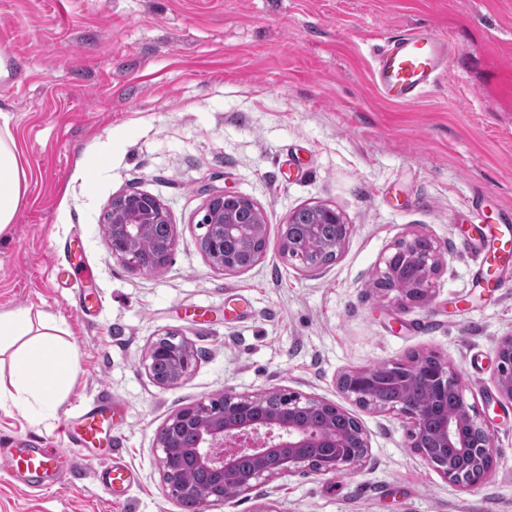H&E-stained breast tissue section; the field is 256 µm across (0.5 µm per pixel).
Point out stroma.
Returning a JSON list of instances; mask_svg holds the SVG:
<instances>
[{
	"label": "stroma",
	"instance_id": "1",
	"mask_svg": "<svg viewBox=\"0 0 512 512\" xmlns=\"http://www.w3.org/2000/svg\"><path fill=\"white\" fill-rule=\"evenodd\" d=\"M448 37L453 56L411 104L382 97L373 55L409 30ZM0 113L30 170L0 241V312L66 323L76 356L56 411L31 423L0 409V448H63L82 407L121 406L112 454L75 453L50 489L0 470V512H182L166 489L157 432L225 389L285 388L335 403L369 443L360 466L285 475L208 512H512V404L496 351L512 335V264L486 267L478 210L512 215V0H0ZM157 196L175 226L168 262L113 258L112 197ZM242 194L263 212L267 249L227 273L202 252L208 199ZM323 205L353 226L314 271L279 251L291 212ZM416 231L447 245L423 301L374 282L390 245ZM174 332L197 353L177 387L143 367ZM433 352L448 359L497 461L483 483H450L409 446L408 420L358 407L345 371ZM135 473L109 493L110 461Z\"/></svg>",
	"mask_w": 512,
	"mask_h": 512
}]
</instances>
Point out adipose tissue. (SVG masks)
I'll use <instances>...</instances> for the list:
<instances>
[{
	"mask_svg": "<svg viewBox=\"0 0 512 512\" xmlns=\"http://www.w3.org/2000/svg\"><path fill=\"white\" fill-rule=\"evenodd\" d=\"M28 165L8 126L0 127V237L7 234L25 202ZM61 320L49 315L32 318L30 312L0 313V351L11 350L13 372L9 392L0 391V407L26 409L33 420L54 409L75 354L62 343Z\"/></svg>",
	"mask_w": 512,
	"mask_h": 512,
	"instance_id": "ef3b65f1",
	"label": "adipose tissue"
}]
</instances>
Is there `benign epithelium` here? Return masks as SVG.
I'll return each mask as SVG.
<instances>
[{"mask_svg":"<svg viewBox=\"0 0 512 512\" xmlns=\"http://www.w3.org/2000/svg\"><path fill=\"white\" fill-rule=\"evenodd\" d=\"M296 210L281 225L280 253L297 260L307 269L322 262L310 259L305 251L309 239L319 235L324 224L336 227V236L326 243L325 255L333 258L353 231L342 213L321 205ZM200 224L205 232L200 247L212 265L228 272L252 269L261 259L267 237L262 211L249 198L220 193L209 198ZM106 236L112 257L143 272L166 263L177 240L169 212L161 200L149 193L132 192L112 198L106 214ZM374 286L395 291L405 300L430 296L435 278L445 265L444 247L437 240L416 232L397 239L384 259ZM496 386L505 400L512 402V336L502 338L497 347ZM196 353L192 343L167 333L150 344L144 367L162 388L179 385L194 369ZM378 372L394 382L400 398L380 399V383L372 379ZM411 374L432 393V405L415 406L409 400L408 385L400 381ZM338 390L347 399L366 409L393 411L411 423L410 448L462 487L479 485L491 470L487 462L496 456L490 430L479 424L463 394V385L448 361L433 353L418 354L409 360L384 361L376 366L342 373ZM351 415L334 403L303 398L284 389L242 395L224 390L218 400L200 402L174 414L160 429L156 447L164 484L172 497L189 496L197 502V512L207 505L255 489L283 475L309 470L317 475L334 474L361 464L368 440L357 420L336 428V418ZM191 433V448L181 445V435ZM433 448H454L456 456H435ZM210 476L205 487L184 479L187 471Z\"/></svg>","mask_w":512,"mask_h":512,"instance_id":"1","label":"benign epithelium"}]
</instances>
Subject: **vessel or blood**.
Here are the masks:
<instances>
[{"label": "vessel or blood", "instance_id": "1", "mask_svg": "<svg viewBox=\"0 0 512 512\" xmlns=\"http://www.w3.org/2000/svg\"><path fill=\"white\" fill-rule=\"evenodd\" d=\"M450 56V44L445 36L430 28L412 30L388 41L378 51L373 68L374 82L387 100L413 103L438 80ZM111 412V400L99 399L82 410L67 447L18 445L0 455V467L17 480L35 482L50 471L69 466L73 451L100 441L103 423Z\"/></svg>", "mask_w": 512, "mask_h": 512}]
</instances>
